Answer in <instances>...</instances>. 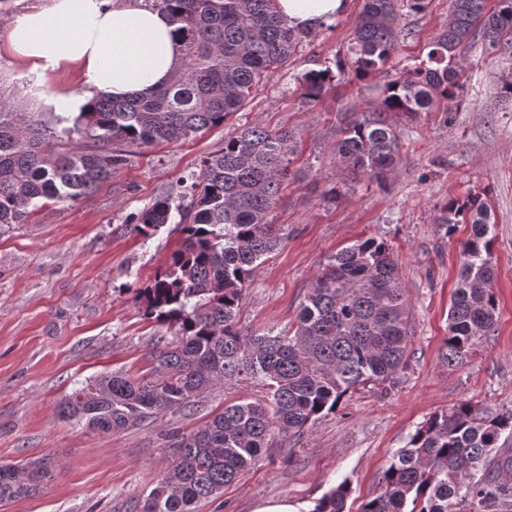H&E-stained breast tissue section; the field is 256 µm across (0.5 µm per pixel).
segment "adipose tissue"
Listing matches in <instances>:
<instances>
[{"label":"adipose tissue","mask_w":512,"mask_h":512,"mask_svg":"<svg viewBox=\"0 0 512 512\" xmlns=\"http://www.w3.org/2000/svg\"><path fill=\"white\" fill-rule=\"evenodd\" d=\"M289 26L313 29L330 23L349 0H276ZM4 48L23 71L46 77L77 69L88 91L44 96V104L68 115L98 95L124 97L148 92L171 81L181 66L178 38L165 15L145 0H50L43 9L15 19Z\"/></svg>","instance_id":"1"}]
</instances>
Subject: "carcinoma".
I'll list each match as a JSON object with an SVG mask.
<instances>
[{
  "label": "carcinoma",
  "instance_id": "carcinoma-1",
  "mask_svg": "<svg viewBox=\"0 0 512 512\" xmlns=\"http://www.w3.org/2000/svg\"><path fill=\"white\" fill-rule=\"evenodd\" d=\"M174 26L183 65L174 80L150 93L101 96L76 115L71 132L91 145L58 151L40 124L0 101V236L23 224L41 200L88 194L127 160V148L178 142L220 126L253 100L297 45L318 31H298L276 0H153ZM428 0H363L348 53L334 64L314 61L299 77L301 97L315 105L352 77H377V100L338 127L336 158L353 173L380 180L401 154L395 117L446 116L461 102L466 51L512 45V0H453L448 25L426 58L394 69L401 41L411 35L403 16ZM292 130L257 124L236 128L204 157L188 193L157 198L129 223L147 238L179 216L184 237L151 285L140 292L145 313L173 330L158 336L151 374L92 377L59 405V415L102 432H117L169 412L193 413L203 396L227 379L256 380L267 392L224 407L198 430L168 433L174 465L143 499L140 512H198V504L234 483L275 438L301 436L336 411L343 398L383 383L410 357L409 309L398 260L374 237L330 256L313 278L293 334L248 332L239 326L243 294L257 262L283 241L270 215L285 179L294 175ZM436 223L462 242L458 283L448 309L442 362L457 366L496 322L490 212L485 199L451 198ZM512 410L483 415L470 403L431 415L379 475L380 493L359 512H512ZM53 478L46 459L0 466V502L35 496ZM344 480L310 512H345Z\"/></svg>",
  "mask_w": 512,
  "mask_h": 512
}]
</instances>
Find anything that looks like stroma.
<instances>
[{"mask_svg": "<svg viewBox=\"0 0 512 512\" xmlns=\"http://www.w3.org/2000/svg\"><path fill=\"white\" fill-rule=\"evenodd\" d=\"M360 10L361 0H350L332 28L314 43L300 44L250 106L223 125L131 149L126 163L87 195L39 202L27 223L0 237V465L47 457L55 468L37 496L0 503V512H134L173 464L169 429L195 431L224 406L263 397L260 385L228 380L206 394L196 415L169 414L112 433L58 415L59 403L88 378L115 370L135 377L150 373L154 340L168 329L145 317L136 292L153 280L183 234L172 223L146 239L128 219L158 197L183 195L200 159L245 123L294 131L300 148L295 175L271 213L283 242L255 268L240 326L255 332L294 329L328 257L375 237L387 240L399 260L412 348L393 381L358 388L299 439L275 443L199 512H253L277 498L311 512L317 499L343 481L352 487L346 512H357L379 493L378 477L393 454L435 412L462 401L484 414L512 409V99L500 95L502 77L512 76V50H469L460 110L446 121L432 113L400 124L403 153L386 181L353 180L336 159V130L348 108H367L375 91L345 83L312 106L302 102L297 78L313 60L347 54ZM450 10L451 0H430L424 12L406 16L412 35L395 58L397 66L421 57ZM60 89L77 97L86 92L77 71L41 81L0 51V99L70 148L81 141L66 135L70 120L40 100L41 92ZM334 186L342 196L324 201L323 193ZM470 193L484 195L490 209L498 318L495 332L451 369L440 350L460 245L470 227L458 225L448 237L435 218L446 201Z\"/></svg>", "mask_w": 512, "mask_h": 512, "instance_id": "stroma-1", "label": "stroma"}]
</instances>
